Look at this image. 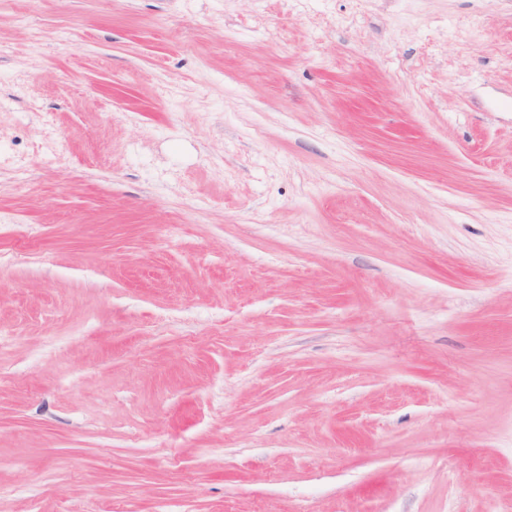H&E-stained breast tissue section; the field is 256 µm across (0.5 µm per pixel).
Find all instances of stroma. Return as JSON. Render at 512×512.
Masks as SVG:
<instances>
[{
  "label": "stroma",
  "instance_id": "35a3bbf8",
  "mask_svg": "<svg viewBox=\"0 0 512 512\" xmlns=\"http://www.w3.org/2000/svg\"><path fill=\"white\" fill-rule=\"evenodd\" d=\"M0 512H512V0H0Z\"/></svg>",
  "mask_w": 512,
  "mask_h": 512
}]
</instances>
